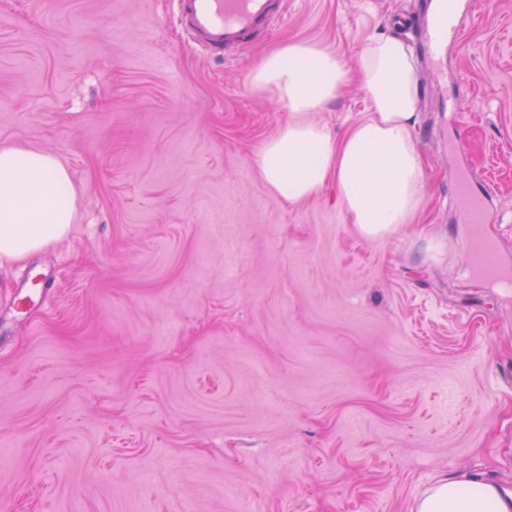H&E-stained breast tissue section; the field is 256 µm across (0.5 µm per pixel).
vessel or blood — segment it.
<instances>
[{
	"label": "vessel or blood",
	"mask_w": 512,
	"mask_h": 512,
	"mask_svg": "<svg viewBox=\"0 0 512 512\" xmlns=\"http://www.w3.org/2000/svg\"><path fill=\"white\" fill-rule=\"evenodd\" d=\"M176 19L189 42L202 53L216 59L261 31H272L286 16L283 0H174ZM431 55L442 54L448 45V14L432 12L425 30ZM468 262L481 273L494 277L500 260L495 247L481 235L468 242Z\"/></svg>",
	"instance_id": "b4317fda"
}]
</instances>
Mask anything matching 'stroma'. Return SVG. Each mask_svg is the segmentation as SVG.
Instances as JSON below:
<instances>
[{"label":"stroma","mask_w":512,"mask_h":512,"mask_svg":"<svg viewBox=\"0 0 512 512\" xmlns=\"http://www.w3.org/2000/svg\"><path fill=\"white\" fill-rule=\"evenodd\" d=\"M461 2L438 60L429 0H288L221 61L172 0H0V147L76 190L65 239L0 265V512H410L469 470L512 484V287L466 260L478 232L512 274V0ZM397 16L425 203L369 240L334 183L263 180L288 113L249 74L288 41L355 64ZM368 110L354 79L310 119ZM461 172L489 223L462 222Z\"/></svg>","instance_id":"1"}]
</instances>
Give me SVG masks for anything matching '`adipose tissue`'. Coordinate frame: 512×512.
Wrapping results in <instances>:
<instances>
[{"label":"adipose tissue","mask_w":512,"mask_h":512,"mask_svg":"<svg viewBox=\"0 0 512 512\" xmlns=\"http://www.w3.org/2000/svg\"><path fill=\"white\" fill-rule=\"evenodd\" d=\"M367 116L337 137L307 122V113L334 100L349 67L313 43H287L250 73L253 88L272 91L290 113L258 159L274 194L295 203L335 182L349 223L369 239L388 237L412 222L425 199L424 168L415 128L419 85L407 41L368 39L358 58ZM75 190L46 152L0 148V264L23 260L65 238ZM412 512H512V489L485 473L444 478L426 490Z\"/></svg>","instance_id":"ef3b65f1"}]
</instances>
